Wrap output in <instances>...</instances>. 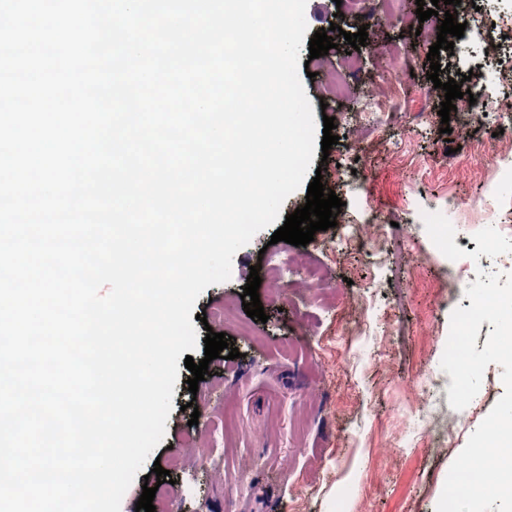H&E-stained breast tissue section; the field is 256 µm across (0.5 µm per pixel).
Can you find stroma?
Wrapping results in <instances>:
<instances>
[{
    "label": "stroma",
    "instance_id": "1",
    "mask_svg": "<svg viewBox=\"0 0 512 512\" xmlns=\"http://www.w3.org/2000/svg\"><path fill=\"white\" fill-rule=\"evenodd\" d=\"M475 4L467 32L453 51L440 53L451 71L466 73L481 61L484 27L512 9V0ZM374 8L375 0H363L356 9L328 0L326 10L342 28L333 37L335 46L316 59L301 48L299 59L310 72L302 84L315 121L333 117L339 137L329 153L313 155L323 163L322 182L342 198L341 219L360 224L361 242L381 246L383 259L374 264L354 250L329 259L316 244L333 239L332 228L299 248L272 242L268 227L234 255L230 280L207 287L193 311L212 317L207 326L195 322L198 339L210 331L226 333L240 356L212 360L209 377L194 394L186 384L189 370L179 368L174 392L182 402H195L200 416L193 426L190 411L170 412L164 439L152 452L170 480L159 486L154 506H168L169 512H436L449 468L468 441L467 435H447L418 422L411 430L423 437L422 446L391 447L390 417L399 407L419 404L412 381L439 371L451 311L469 300L463 287L441 281L443 259L426 239L405 223L364 226L363 204L369 199L401 216L448 192L466 211L488 205L484 161L471 145L479 141L493 152L498 119H484L467 137L457 130L447 135L440 131L441 105L434 99L423 122L410 124L412 91L427 82L429 44L412 28L370 25ZM365 24L369 44L355 52L361 72L351 95L328 97L325 73L351 51L345 33ZM391 43L408 49L409 92L382 125L355 127L350 116L362 89L390 77L393 64L378 48ZM388 138L405 141L400 161L377 151V143ZM353 139L370 145V152L353 156ZM352 178L369 185L368 197L347 193L343 183ZM414 182L415 197L408 193ZM299 254L324 266L334 286V310L322 309L317 292L297 287L301 273L295 269L288 302L268 303L270 282L262 280L258 293L268 320L248 317L241 296L251 266L266 269Z\"/></svg>",
    "mask_w": 512,
    "mask_h": 512
}]
</instances>
